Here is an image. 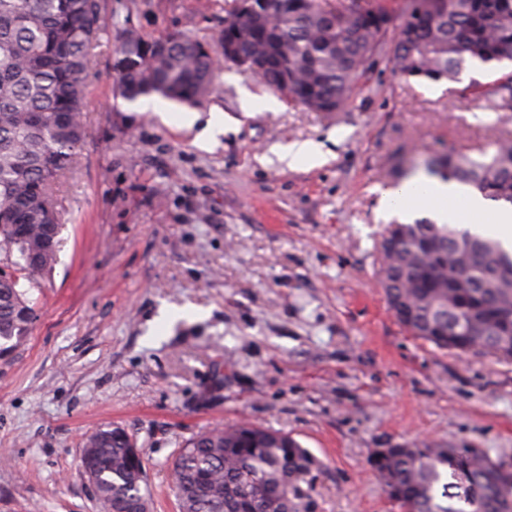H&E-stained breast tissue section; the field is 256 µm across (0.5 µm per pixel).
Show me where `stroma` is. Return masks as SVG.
<instances>
[{"label":"stroma","instance_id":"stroma-1","mask_svg":"<svg viewBox=\"0 0 512 512\" xmlns=\"http://www.w3.org/2000/svg\"><path fill=\"white\" fill-rule=\"evenodd\" d=\"M231 0H99L84 140L54 186L60 247L32 294L26 342L0 359V512H99L85 438L119 424L146 466L150 512H178L174 456L245 422L317 458L316 512H401L369 455L426 439L512 463V361L406 331L378 276L380 192L426 159L512 138V111L386 59L347 107L288 104L227 64L196 110L223 113L203 149L183 104L117 91L127 31L217 47ZM320 144L324 164L289 165ZM291 157L290 164L305 162L308 165H318L324 162L325 156L319 144L314 142H305L300 145H294L288 152Z\"/></svg>","mask_w":512,"mask_h":512}]
</instances>
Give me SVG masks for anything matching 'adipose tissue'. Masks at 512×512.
I'll return each instance as SVG.
<instances>
[{
	"label": "adipose tissue",
	"instance_id": "ef3b65f1",
	"mask_svg": "<svg viewBox=\"0 0 512 512\" xmlns=\"http://www.w3.org/2000/svg\"><path fill=\"white\" fill-rule=\"evenodd\" d=\"M411 184L416 187V194L386 191L382 194L383 201L392 208L429 211L442 223L455 224L462 215H472L488 233L500 239L504 245L512 246V208L489 207L480 196L466 193L456 184L424 174L415 176Z\"/></svg>",
	"mask_w": 512,
	"mask_h": 512
}]
</instances>
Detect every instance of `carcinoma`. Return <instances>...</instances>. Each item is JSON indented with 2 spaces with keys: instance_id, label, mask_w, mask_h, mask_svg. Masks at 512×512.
Segmentation results:
<instances>
[{
  "instance_id": "carcinoma-1",
  "label": "carcinoma",
  "mask_w": 512,
  "mask_h": 512,
  "mask_svg": "<svg viewBox=\"0 0 512 512\" xmlns=\"http://www.w3.org/2000/svg\"><path fill=\"white\" fill-rule=\"evenodd\" d=\"M288 0L263 44L241 41L243 56L267 55L288 79V103L340 112L379 56L406 78L490 91L483 108L512 110V0ZM104 20L99 0H0V358L29 335L39 299L36 278L52 268L61 211L50 187L70 169L84 137L86 75ZM120 95L157 94L200 103L216 73L212 50L178 34L165 41L127 35L116 49ZM440 178L469 186L495 205H512V141L477 155L450 151L428 162ZM390 307L409 301L413 335L461 353L512 360V253L499 242L428 217L392 221L379 244ZM133 437L120 425L92 433L81 467L102 512L149 495ZM318 461L291 434L238 424L188 439L172 463L179 512H314ZM404 512H512V473L480 448L419 441L390 451L378 471Z\"/></svg>"
}]
</instances>
